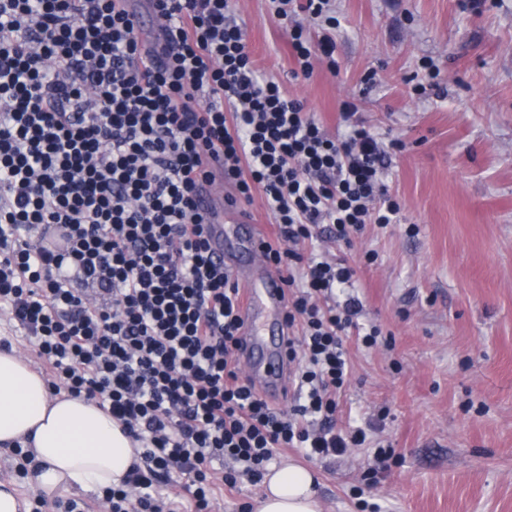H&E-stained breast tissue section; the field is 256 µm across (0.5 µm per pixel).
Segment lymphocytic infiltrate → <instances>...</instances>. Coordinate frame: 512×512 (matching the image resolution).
<instances>
[{
	"label": "lymphocytic infiltrate",
	"instance_id": "lymphocytic-infiltrate-1",
	"mask_svg": "<svg viewBox=\"0 0 512 512\" xmlns=\"http://www.w3.org/2000/svg\"><path fill=\"white\" fill-rule=\"evenodd\" d=\"M128 0H0V309L25 330L53 391L93 401L141 445L109 512H214L260 482L277 449L340 456L345 343L377 346L347 261L313 250L396 223L382 181L397 142L352 122L329 134L261 74L232 0H154L164 59ZM292 73L335 69V0H276ZM224 158L237 198L261 191L287 273L293 406L270 402L235 357L240 289L210 250L198 185ZM223 461L216 473L214 461Z\"/></svg>",
	"mask_w": 512,
	"mask_h": 512
}]
</instances>
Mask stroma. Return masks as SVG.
<instances>
[{
	"instance_id": "obj_1",
	"label": "stroma",
	"mask_w": 512,
	"mask_h": 512,
	"mask_svg": "<svg viewBox=\"0 0 512 512\" xmlns=\"http://www.w3.org/2000/svg\"><path fill=\"white\" fill-rule=\"evenodd\" d=\"M337 73L293 77L288 34L269 0H233L259 71L335 131L355 121L387 141L385 183L401 221L367 225L351 246L365 320L383 336L348 341L353 373L338 427L363 445L314 459L324 512H512V0H336ZM438 69L425 96L409 82ZM374 254L366 263L365 254ZM385 441L399 459L363 473Z\"/></svg>"
}]
</instances>
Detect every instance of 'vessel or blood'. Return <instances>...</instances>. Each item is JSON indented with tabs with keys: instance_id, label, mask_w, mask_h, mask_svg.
I'll return each mask as SVG.
<instances>
[{
	"instance_id": "b4317fda",
	"label": "vessel or blood",
	"mask_w": 512,
	"mask_h": 512,
	"mask_svg": "<svg viewBox=\"0 0 512 512\" xmlns=\"http://www.w3.org/2000/svg\"><path fill=\"white\" fill-rule=\"evenodd\" d=\"M211 177L200 196L210 246L242 289L241 345L238 358L267 397L282 398L291 368L286 355V276L266 256V240L256 225L235 215L224 197V162L209 163Z\"/></svg>"
}]
</instances>
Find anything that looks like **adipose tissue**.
I'll return each instance as SVG.
<instances>
[{"instance_id": "obj_1", "label": "adipose tissue", "mask_w": 512, "mask_h": 512, "mask_svg": "<svg viewBox=\"0 0 512 512\" xmlns=\"http://www.w3.org/2000/svg\"><path fill=\"white\" fill-rule=\"evenodd\" d=\"M23 437L36 462L34 485L50 498L119 485L136 460L132 440L109 413L53 394L26 359L0 349V447ZM315 485V473L296 461L270 468L258 512H322Z\"/></svg>"}]
</instances>
